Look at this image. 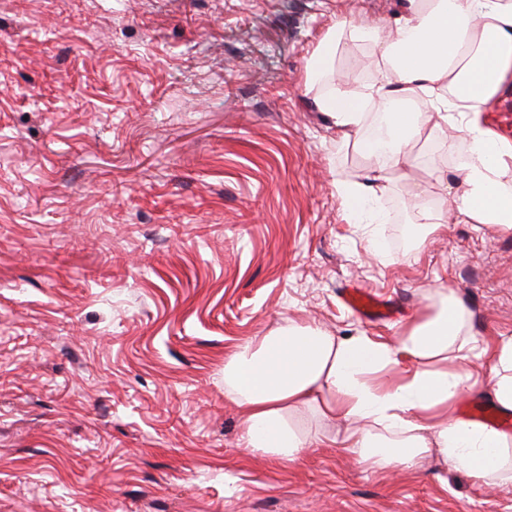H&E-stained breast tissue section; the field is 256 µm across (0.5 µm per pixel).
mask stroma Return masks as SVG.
Here are the masks:
<instances>
[{
    "label": "stroma",
    "instance_id": "35a3bbf8",
    "mask_svg": "<svg viewBox=\"0 0 512 512\" xmlns=\"http://www.w3.org/2000/svg\"><path fill=\"white\" fill-rule=\"evenodd\" d=\"M401 0H0V512H512L431 457L250 453L224 360L289 324L395 343L451 291L480 342L512 336V234L448 222L401 248L336 184L366 159L314 104L341 19ZM339 55L345 87L376 73ZM421 203L458 160L425 131ZM357 283L399 304L371 323ZM343 300L347 306L367 319H384L386 315L381 303L363 289L345 288L343 290Z\"/></svg>",
    "mask_w": 512,
    "mask_h": 512
}]
</instances>
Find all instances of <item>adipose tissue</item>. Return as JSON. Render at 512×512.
<instances>
[{"mask_svg":"<svg viewBox=\"0 0 512 512\" xmlns=\"http://www.w3.org/2000/svg\"><path fill=\"white\" fill-rule=\"evenodd\" d=\"M360 42L380 64L357 94L342 89L334 73L337 55ZM511 79L512 0H408L392 30L336 23L308 62V82L322 85L316 106L331 115L339 141L361 145L370 160L361 181L336 185L348 212L376 221L371 203L393 173L410 166L413 141L424 128L450 125L457 134L443 142L445 153L467 146L462 190L452 198L456 220L512 234V144L482 118L487 101ZM373 102L388 107L381 149L361 135ZM477 349L491 365L495 403L512 410V336L479 346L470 311L446 292L393 345L313 327L273 329L225 360L224 386L242 412L250 452L293 462L327 444L328 435L293 425V415L308 409L323 420H344L343 447L369 467L413 468L435 455L483 483L512 485V434L452 415L475 384L467 359ZM404 357L413 366L396 375Z\"/></svg>","mask_w":512,"mask_h":512,"instance_id":"ef3b65f1","label":"adipose tissue"}]
</instances>
